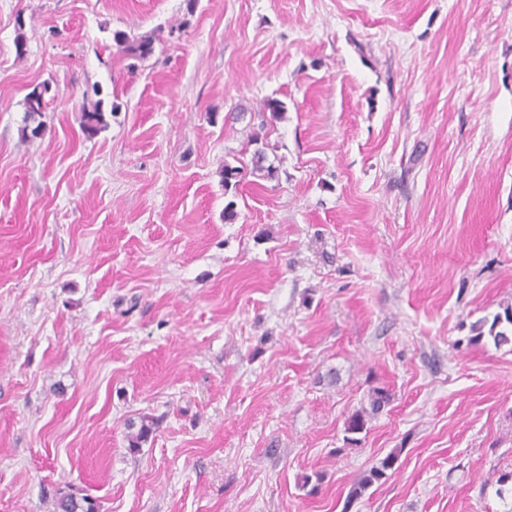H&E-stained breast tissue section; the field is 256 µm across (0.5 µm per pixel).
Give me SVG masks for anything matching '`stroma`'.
<instances>
[{
	"label": "stroma",
	"instance_id": "1",
	"mask_svg": "<svg viewBox=\"0 0 512 512\" xmlns=\"http://www.w3.org/2000/svg\"><path fill=\"white\" fill-rule=\"evenodd\" d=\"M510 305L512 0H0V512H504ZM112 39L127 59L136 62L146 60L155 52V37L152 33L130 36L116 30L112 33ZM50 88L47 84L35 86L30 91L24 100L25 113H24V126L22 127L23 135L28 137H39L44 133L43 121H37L44 114L47 102L46 94ZM37 122V123H36ZM36 123L34 126L31 124ZM80 125L88 137H93L104 130L107 126L105 119L104 100L99 98L85 105L80 110ZM247 173L265 181H276L279 178V167L269 162L264 147H258L252 152L250 163L247 165L237 166L225 162L223 170L225 194L232 188L236 190L237 185ZM471 336L474 342H481L485 337L490 338L496 347L512 344V308L507 307L503 314L497 313L489 323L487 318L477 321ZM389 401L390 396L385 389H374L369 395L368 406L362 407L348 418L345 425L346 442L351 445L359 444L362 438L358 435L366 431L368 420L380 413L389 404ZM129 430V450L135 452L140 448L142 442L147 441L157 430L156 421L147 415L139 417L137 421L131 419L127 423ZM398 459V453L392 452L383 458L378 465L373 466L368 474L364 475L357 485L352 489L349 500L354 501L355 499L362 496V494L375 482L385 479L389 476L388 471L394 468L395 463ZM99 500L88 494L60 493L55 501L54 512H100Z\"/></svg>",
	"mask_w": 512,
	"mask_h": 512
}]
</instances>
